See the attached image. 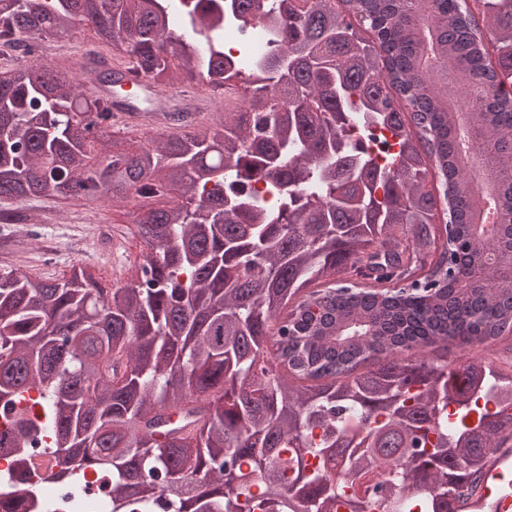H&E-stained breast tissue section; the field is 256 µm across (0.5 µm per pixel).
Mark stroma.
Masks as SVG:
<instances>
[{
	"label": "stroma",
	"instance_id": "obj_1",
	"mask_svg": "<svg viewBox=\"0 0 512 512\" xmlns=\"http://www.w3.org/2000/svg\"><path fill=\"white\" fill-rule=\"evenodd\" d=\"M146 206L140 198L117 205L51 197L24 201V209L40 221L0 224V267L56 280L77 266L100 271L107 284H115L138 256L135 222Z\"/></svg>",
	"mask_w": 512,
	"mask_h": 512
}]
</instances>
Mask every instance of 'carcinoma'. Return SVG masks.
Listing matches in <instances>:
<instances>
[{
  "instance_id": "1",
  "label": "carcinoma",
  "mask_w": 512,
  "mask_h": 512,
  "mask_svg": "<svg viewBox=\"0 0 512 512\" xmlns=\"http://www.w3.org/2000/svg\"><path fill=\"white\" fill-rule=\"evenodd\" d=\"M78 22L107 83L116 57L203 88L224 122L174 110L175 131L124 148L112 102L29 71ZM249 25L269 52L226 58L224 31ZM0 42L20 51L0 63L1 202L174 198L139 218L149 254L120 285L0 268V512L35 508L37 447L65 512L102 476L108 512L481 501L512 453V0H25L0 8Z\"/></svg>"
}]
</instances>
